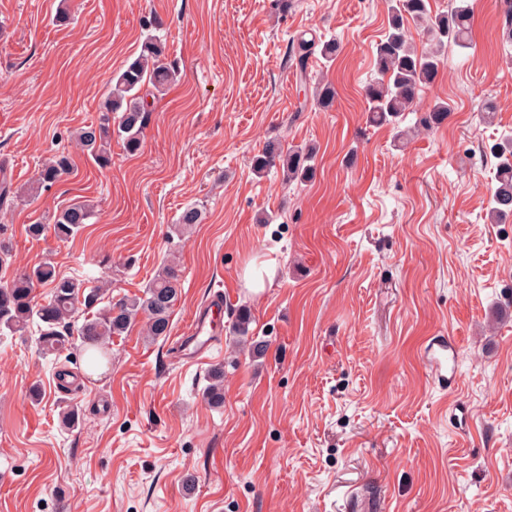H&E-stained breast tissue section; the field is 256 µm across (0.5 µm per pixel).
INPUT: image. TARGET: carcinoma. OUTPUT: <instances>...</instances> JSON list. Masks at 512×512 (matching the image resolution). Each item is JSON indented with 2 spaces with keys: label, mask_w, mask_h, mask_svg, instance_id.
Masks as SVG:
<instances>
[{
  "label": "carcinoma",
  "mask_w": 512,
  "mask_h": 512,
  "mask_svg": "<svg viewBox=\"0 0 512 512\" xmlns=\"http://www.w3.org/2000/svg\"><path fill=\"white\" fill-rule=\"evenodd\" d=\"M388 26L383 38L376 44L374 54L375 77L365 90L368 103V120L375 124L395 125L416 113L414 109L419 90L432 84L439 72L440 52L449 43L464 44L471 32V8L467 0L460 2L446 14H431L428 0H388ZM424 27L432 43L428 51L414 45L406 27L408 21ZM327 60H334L341 47L336 40L317 42L303 36L289 47L288 57L295 62L300 76L306 75L309 57L315 49ZM166 44L159 37L149 34L137 58L116 75L110 93L103 103V118L97 125L82 127L77 140L96 164L104 168L111 163L112 138L121 140L125 151L134 154L141 147V134L149 122V108L139 95L145 84L164 89L177 79V69L165 62ZM316 105L324 110L333 106L336 90L328 82L318 84L313 92ZM453 111L446 101H438L416 118L407 130H432L442 125ZM120 113L117 125H112V115ZM495 159V187L491 196L488 219L502 224L512 217V131L501 135L500 141L489 147ZM316 154L311 147L287 148L281 139L272 137L264 142L261 152L252 159L253 171L264 175L275 169L291 181L310 179L315 171ZM72 170L69 156L59 154L45 163L38 171L36 186L30 197L47 190L62 180ZM93 215V205L78 202L68 205L53 217L51 228L60 241L73 238ZM48 288L44 302L35 300L36 288ZM178 269L165 264L149 282L143 293L125 296L98 309L82 324L75 321L79 306L93 308L101 289L84 287V282L57 273L49 262L31 267L16 268L8 278L0 276V335L23 334L35 323L39 343L45 352H59L77 336L84 346H101L107 339L127 333L144 319L146 336L153 340L170 334V313L179 295ZM252 322L250 310L242 308L236 315L232 332L249 335ZM224 371L217 368L210 372L211 383L204 396L213 405L224 402L221 387Z\"/></svg>",
  "instance_id": "carcinoma-1"
}]
</instances>
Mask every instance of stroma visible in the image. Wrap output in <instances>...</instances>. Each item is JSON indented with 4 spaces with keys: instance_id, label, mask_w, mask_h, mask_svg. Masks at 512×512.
<instances>
[{
    "instance_id": "1",
    "label": "stroma",
    "mask_w": 512,
    "mask_h": 512,
    "mask_svg": "<svg viewBox=\"0 0 512 512\" xmlns=\"http://www.w3.org/2000/svg\"><path fill=\"white\" fill-rule=\"evenodd\" d=\"M469 2L471 42L444 48L416 103L453 112L399 141L366 122L387 0H0L14 267L107 280L115 300L169 260L182 283L163 339L135 328L61 358L33 330L0 339V512H512V223L486 217L494 161L480 156L512 130V58L504 0ZM150 15L178 79L148 96L139 152L113 142L101 168L73 134L99 122ZM300 36L342 51L299 78ZM323 78L326 112L311 99ZM274 136L316 149L313 179L255 175ZM62 152L72 172L27 198ZM82 200L94 216L74 239L26 235ZM190 204L203 219L179 230ZM225 288L222 341L186 364L176 341ZM243 307L263 355L231 331ZM219 366L216 407L203 391Z\"/></svg>"
}]
</instances>
